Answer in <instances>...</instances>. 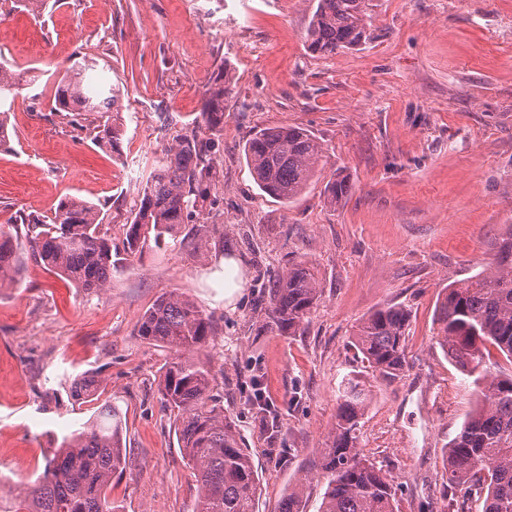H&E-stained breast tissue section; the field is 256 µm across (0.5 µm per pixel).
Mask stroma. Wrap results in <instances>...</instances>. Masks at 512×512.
I'll return each mask as SVG.
<instances>
[{
  "label": "stroma",
  "mask_w": 512,
  "mask_h": 512,
  "mask_svg": "<svg viewBox=\"0 0 512 512\" xmlns=\"http://www.w3.org/2000/svg\"><path fill=\"white\" fill-rule=\"evenodd\" d=\"M366 2V43L318 57L304 47L314 0H0V58L24 76L0 148V225L74 196L101 207L120 243L152 166L191 130L218 68L230 64L234 76L207 250L148 245L92 294L30 259L18 284L0 288L1 482L33 483L43 467L29 456L91 418L74 383L96 374L129 451L112 477L115 505L192 512L194 472L157 392L170 352L133 334L176 290L215 321L214 392L253 454L259 512H274L326 440L339 387L357 367V322L400 304L411 311L408 365L374 385L360 447L391 470L400 512H443L442 451L476 393L436 345L434 314L445 288L487 268L512 230V0ZM80 59L122 91L117 152L49 107L55 81ZM278 125L324 147L289 204L258 189L243 154L251 134ZM336 175L352 190L330 207L324 187ZM228 256L243 279L229 297ZM300 259L313 263L322 297L296 335L281 336L266 325L254 278ZM258 391L279 426L277 457L255 413Z\"/></svg>",
  "instance_id": "1"
}]
</instances>
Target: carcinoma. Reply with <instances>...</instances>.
<instances>
[{
    "label": "carcinoma",
    "mask_w": 512,
    "mask_h": 512,
    "mask_svg": "<svg viewBox=\"0 0 512 512\" xmlns=\"http://www.w3.org/2000/svg\"><path fill=\"white\" fill-rule=\"evenodd\" d=\"M365 0H317L306 34V49L317 56L355 49L366 42ZM74 64L55 82L52 111L66 112L82 130L84 112L100 114L91 143L114 151L119 144L120 94L105 78L87 75ZM21 84L19 74L0 63V146L8 140L6 112ZM233 85L224 65L206 89L195 120L206 132L173 139L150 173L139 204L123 224L121 250L101 229V208L76 197L61 200L52 216L17 212L0 227V288L20 279L25 261L40 263L87 293L106 289L112 267L155 245L207 246L198 225L216 205L212 154L224 132V101ZM324 149L298 126L266 127L245 143L244 155L259 189L284 204L293 202L315 177ZM351 191L347 178L324 188L334 206ZM195 224L187 233L183 227ZM322 296L313 264L300 259L275 277L269 292L267 325L292 336L305 324ZM410 311L388 305L363 317L353 347L365 368L388 384L406 365L405 332ZM436 342L465 379L478 401L446 447L442 477L447 512H465L468 500H483L482 512H512V375L494 374L491 349L512 362V232L501 240L489 268L448 287L436 307ZM214 334L212 316L173 290L160 295L134 326V335L172 353L158 379V393L173 412L178 448L198 483L194 512H258L259 475L249 449L213 390L215 375L207 354ZM370 389L353 372L339 390L336 416L311 470L326 480L319 512H398V484L392 474L363 455L361 422ZM126 461L123 416L110 405L62 437L44 456L36 481L7 496L0 512H117L108 499L112 475ZM305 479L281 497L275 512H307Z\"/></svg>",
    "instance_id": "cac0c4a2"
}]
</instances>
